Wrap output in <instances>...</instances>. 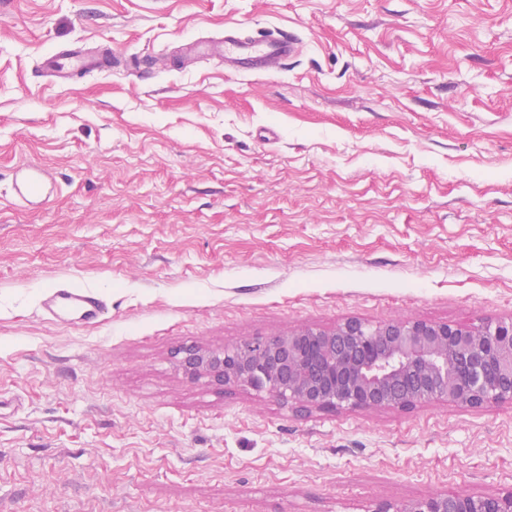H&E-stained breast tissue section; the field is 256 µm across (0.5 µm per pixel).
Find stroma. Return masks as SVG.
Returning <instances> with one entry per match:
<instances>
[{
    "instance_id": "obj_1",
    "label": "stroma",
    "mask_w": 512,
    "mask_h": 512,
    "mask_svg": "<svg viewBox=\"0 0 512 512\" xmlns=\"http://www.w3.org/2000/svg\"><path fill=\"white\" fill-rule=\"evenodd\" d=\"M295 32L280 69L185 57ZM64 50L141 61L58 78ZM20 166L49 169L19 204ZM93 290L101 321L39 307ZM512 319V0H0V512L512 492V404L303 411L184 348ZM54 182L52 172L45 168H19L12 174L14 198L19 203H31L42 197Z\"/></svg>"
}]
</instances>
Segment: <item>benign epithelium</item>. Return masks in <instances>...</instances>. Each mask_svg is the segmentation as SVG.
<instances>
[{
    "mask_svg": "<svg viewBox=\"0 0 512 512\" xmlns=\"http://www.w3.org/2000/svg\"><path fill=\"white\" fill-rule=\"evenodd\" d=\"M179 366L190 380L248 386L307 411L407 409L441 399L473 408L512 403V320L468 326L349 319L247 337L218 350L191 348ZM371 512H512V492L433 493Z\"/></svg>",
    "mask_w": 512,
    "mask_h": 512,
    "instance_id": "1",
    "label": "benign epithelium"
}]
</instances>
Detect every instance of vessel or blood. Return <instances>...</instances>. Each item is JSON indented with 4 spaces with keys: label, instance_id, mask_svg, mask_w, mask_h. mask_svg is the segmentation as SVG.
Instances as JSON below:
<instances>
[{
    "label": "vessel or blood",
    "instance_id": "obj_1",
    "mask_svg": "<svg viewBox=\"0 0 512 512\" xmlns=\"http://www.w3.org/2000/svg\"><path fill=\"white\" fill-rule=\"evenodd\" d=\"M184 50L198 58L221 59L225 69L232 73H259L278 68L296 53L297 43L293 37L278 32L246 35L240 29L230 28L223 37L188 42ZM96 65V60L77 52L54 55L47 63L53 73L66 77L87 72ZM53 182L54 176L48 169H17L12 174L14 198L20 203H31L42 197ZM41 307L54 319L73 324L95 321L103 304L90 289L62 285L43 299Z\"/></svg>",
    "mask_w": 512,
    "mask_h": 512
}]
</instances>
